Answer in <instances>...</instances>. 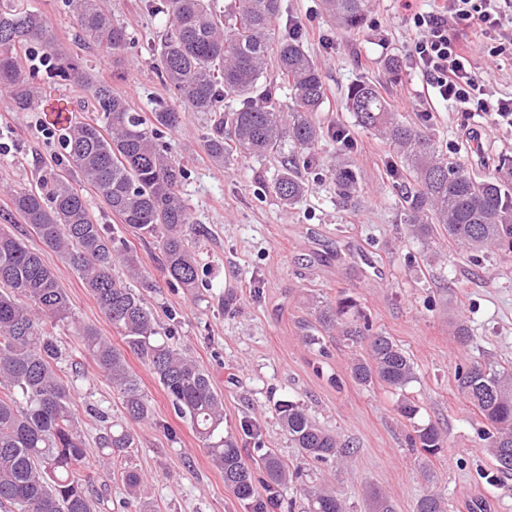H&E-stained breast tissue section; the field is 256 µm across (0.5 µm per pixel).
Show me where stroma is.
I'll list each match as a JSON object with an SVG mask.
<instances>
[{
  "label": "stroma",
  "instance_id": "35a3bbf8",
  "mask_svg": "<svg viewBox=\"0 0 512 512\" xmlns=\"http://www.w3.org/2000/svg\"><path fill=\"white\" fill-rule=\"evenodd\" d=\"M131 42L119 65L99 58L75 42V20L64 0H23L24 8L45 15L60 41L80 55L98 79L112 83L143 112L175 98L155 70L154 53L168 27L149 0H105ZM285 19L301 23L305 47L319 64L326 100L317 118L325 130L315 151L323 159L346 157L360 175L362 206L346 209L336 199L328 171H309L299 203L284 206L267 193L276 160L235 157L218 165L206 155L202 138L210 113H185L168 133L172 153L187 172L180 191L199 229L194 248L200 274L211 286L204 300L170 287L160 270L157 243L141 238L109 212L99 190L84 186L92 216L109 225L135 248L143 273L159 282L146 298L159 318L176 312L178 345L206 370L224 398V433L246 448L273 449L300 476L283 492L273 512H303V491L323 486L336 492L348 512H368L371 492L384 494L396 512H415L428 490L441 492L448 512H512V476H501L479 431L483 421L458 392L456 369L478 359L512 369V252L478 255L461 249L446 233L414 236L404 222L398 180L389 170L390 149L377 134L357 128L346 109L348 87L359 80L377 84L391 107L419 120L425 108L424 80L409 64L413 36L410 17L418 0H374L361 32L333 28L321 0H282ZM397 54L406 64L399 79L383 68ZM38 108L15 112L0 98V225L14 212L12 194L36 188L62 149ZM430 124L449 157L470 167H493L512 158V128L477 114L436 106ZM350 130L357 146L345 148L333 136ZM43 251L66 289L77 322L93 325L115 347L119 333L99 310L78 275L54 253ZM232 293L233 303L219 298ZM342 297L357 301L374 330L390 336L411 358L416 377L405 391L352 379L354 358L363 344L338 331H322L314 318L318 302ZM473 332L469 343L456 335L458 321ZM57 335L68 348L63 365L73 379L77 406L92 403L121 419L118 395L86 355L74 329L61 325ZM126 359L140 378L153 419L135 425L137 446L131 463L143 476L140 497L152 512H251L224 484L190 423L178 417L157 379L135 354ZM415 398L419 412L404 419L402 396ZM301 404L322 428L350 447L349 455L325 464L301 458L282 429L278 403ZM258 428L255 437L244 421ZM435 424L444 446L436 455L411 447L414 426ZM91 489L104 493L102 512H123L127 492L119 477L98 464L96 447L87 450Z\"/></svg>",
  "mask_w": 512,
  "mask_h": 512
}]
</instances>
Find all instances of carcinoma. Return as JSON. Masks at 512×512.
I'll list each match as a JSON object with an SVG mask.
<instances>
[{
  "label": "carcinoma",
  "instance_id": "carcinoma-1",
  "mask_svg": "<svg viewBox=\"0 0 512 512\" xmlns=\"http://www.w3.org/2000/svg\"><path fill=\"white\" fill-rule=\"evenodd\" d=\"M373 0H322L325 13L340 29L364 28ZM77 37L103 57L120 61L128 34L112 20L103 0H66ZM151 8L168 17L169 27L158 56L157 71L173 91L178 106H157L151 115L135 110L112 85L97 80L86 63L58 43L42 14L16 0L0 5V93L15 112L41 103L44 126L59 133L69 171L52 170L39 191L13 193V205L43 246L71 267L132 352L140 356L169 397L174 411L189 420L224 484L253 512L278 504V489L291 481L288 465L272 450L259 459L224 436V399L209 374L161 329L142 293L124 284L114 269L153 289L141 276L140 260L128 241L93 221L79 180L97 188L122 223L143 238L156 240L167 284L189 295L200 288L198 260L189 230L192 221L179 187L185 170L164 144V134L180 123L182 113L211 112L204 135L211 161L226 164L238 154L278 160L271 192L291 206L305 192L302 172L321 167L315 153L324 136L316 120L325 88L320 68L307 53L302 34H280L281 0H225L224 16L208 0H152ZM41 52L47 78L82 86L91 97L94 118L62 120L68 107L35 82L22 54ZM275 79H267V68ZM288 105L276 102L281 88ZM238 100L230 112L224 100ZM348 111L355 125L375 132L392 146V171L407 181L399 191L405 223L420 236L433 225L469 252L490 247L512 252V160L480 173L439 149L427 121L410 122L391 109L376 84L361 80L348 87ZM329 172L344 206L360 203L358 173L346 160ZM73 322L70 299L41 253L27 247L9 227L0 225V512H100L98 499L83 483L78 466L87 455L82 420L75 409L74 386L62 370L67 353L55 330ZM325 330L340 329L348 339H364L368 358L354 362L355 382L383 383L397 390L415 378L409 356L372 324L350 297L326 307L318 317ZM75 334L100 373L121 398L131 422L151 419V402L131 370L124 352L91 325H75ZM458 391L484 420L481 431L498 472L512 475V462L500 456L512 450V372L479 364L459 367ZM97 426L99 462L120 471L130 499L126 508L151 512L138 498L142 476L127 466L136 447L128 425L117 423L93 404L85 406ZM277 415L288 437L305 457L327 462L344 451L336 436L322 429L300 405L278 404ZM439 429L414 428L410 444L434 455L443 448ZM261 469L267 479L256 480ZM309 512H346L344 502L324 488L307 491ZM436 492L421 496L415 512H447Z\"/></svg>",
  "mask_w": 512,
  "mask_h": 512
}]
</instances>
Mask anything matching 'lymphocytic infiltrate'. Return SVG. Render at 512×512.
<instances>
[{"label":"lymphocytic infiltrate","instance_id":"1","mask_svg":"<svg viewBox=\"0 0 512 512\" xmlns=\"http://www.w3.org/2000/svg\"><path fill=\"white\" fill-rule=\"evenodd\" d=\"M471 30L487 36L490 58L512 55V0H438L415 12L410 60L425 81L429 102L483 112L512 126V94H493L489 75L474 66Z\"/></svg>","mask_w":512,"mask_h":512}]
</instances>
